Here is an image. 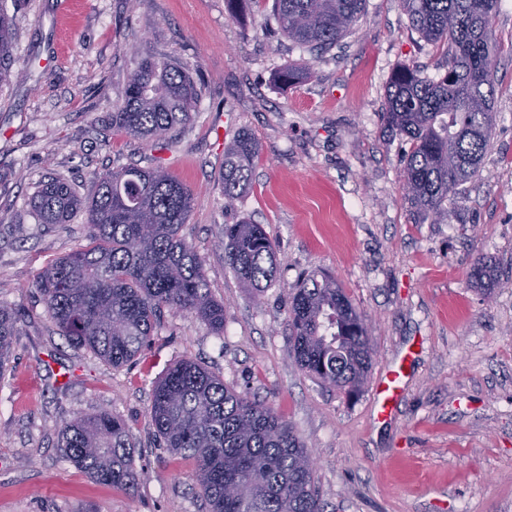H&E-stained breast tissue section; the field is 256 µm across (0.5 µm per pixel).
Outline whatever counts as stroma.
I'll return each mask as SVG.
<instances>
[{"label": "stroma", "instance_id": "1", "mask_svg": "<svg viewBox=\"0 0 512 512\" xmlns=\"http://www.w3.org/2000/svg\"><path fill=\"white\" fill-rule=\"evenodd\" d=\"M255 0L241 20L224 0H0L14 14V79L0 86V303L20 318L0 378V512H207L194 463L158 445L152 389L182 358L290 421L315 458L327 512H512V0H499L494 146L479 177L448 203L451 219L414 223L402 188L405 143L381 112L403 64L439 76L443 58L396 0H367L353 32L324 53L288 41ZM165 57L202 86L193 121L151 143L114 130L112 110L140 57ZM309 67L297 86L278 80ZM259 143L250 190L226 205L224 147ZM163 167L194 192L181 235L224 304V334L168 311L132 363L112 367L62 336L34 282L88 242L85 214L35 223L28 198L45 177L81 195L97 175ZM248 219L276 245L279 274L261 300L224 265L221 224ZM495 260L492 297L469 284L476 255ZM331 273L372 329L373 365L354 398L295 362V285ZM404 362L397 412L383 419L377 379ZM131 427L136 493L99 484L60 458L59 429L88 409Z\"/></svg>", "mask_w": 512, "mask_h": 512}]
</instances>
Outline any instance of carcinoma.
I'll return each instance as SVG.
<instances>
[{
    "instance_id": "carcinoma-1",
    "label": "carcinoma",
    "mask_w": 512,
    "mask_h": 512,
    "mask_svg": "<svg viewBox=\"0 0 512 512\" xmlns=\"http://www.w3.org/2000/svg\"><path fill=\"white\" fill-rule=\"evenodd\" d=\"M409 27L448 65L439 78L400 66L390 75L382 121L408 145L403 186L417 224L449 220L448 198L478 177L491 148L496 113L492 19L498 0H399ZM366 0H274L281 33L317 52L336 45L363 17ZM14 17L0 9V85L12 75ZM311 70L290 67L279 80L296 84ZM201 85L176 63L143 57L131 75L112 127L152 141L190 122ZM259 145L249 134L224 149L222 185L231 205L247 192ZM190 188L168 172L129 166L106 172L86 199L64 178L50 176L30 197L37 224H67L83 211L89 243L37 278L50 321L74 346L119 368L150 343L163 310L199 316L224 335V303L212 298L201 259L180 235L192 208ZM224 264L251 295L278 275L276 249L250 221L217 227ZM486 295L497 269L476 258L468 274ZM288 327L295 360L323 386L358 393L372 367L373 340L365 315L336 280L313 273L293 288ZM16 312L0 304V377L6 371ZM148 417L159 444L195 463L198 496L209 512H326L310 450L293 425L254 393L239 391L192 359L169 366L152 390ZM60 458L98 483L135 491V445L127 422L107 410L85 413L58 432Z\"/></svg>"
}]
</instances>
